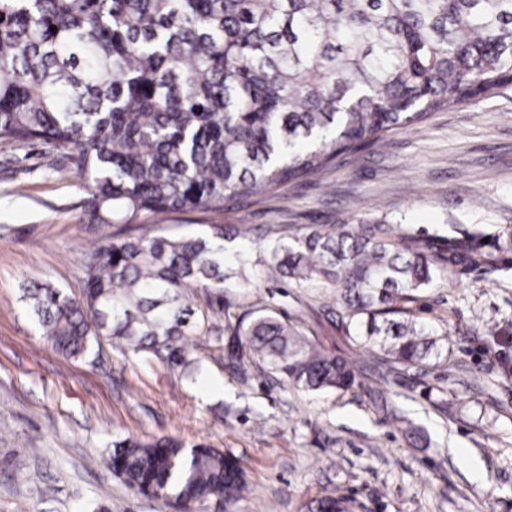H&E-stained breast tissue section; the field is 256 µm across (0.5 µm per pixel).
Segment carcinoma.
Here are the masks:
<instances>
[{"mask_svg":"<svg viewBox=\"0 0 512 512\" xmlns=\"http://www.w3.org/2000/svg\"><path fill=\"white\" fill-rule=\"evenodd\" d=\"M511 84L512 0H0V144L73 160L90 224L220 212ZM484 238L414 247L378 224H338L254 261L219 232L144 234L88 249L81 298L31 281L22 300L67 358L107 338L188 377L202 358L186 339L204 336L243 381L257 365L301 391H346L364 385L357 367L271 312L224 328V282L326 284L346 330L409 368L441 357V339L391 315L445 274L511 267L512 233ZM202 288L205 311L192 302ZM106 455L139 494L186 510L217 492L233 506L248 488L239 461L205 444L125 436ZM305 508L366 512L344 495Z\"/></svg>","mask_w":512,"mask_h":512,"instance_id":"1","label":"carcinoma"}]
</instances>
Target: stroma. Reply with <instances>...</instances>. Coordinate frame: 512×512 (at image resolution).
I'll list each match as a JSON object with an SVG mask.
<instances>
[{
  "instance_id": "obj_1",
  "label": "stroma",
  "mask_w": 512,
  "mask_h": 512,
  "mask_svg": "<svg viewBox=\"0 0 512 512\" xmlns=\"http://www.w3.org/2000/svg\"><path fill=\"white\" fill-rule=\"evenodd\" d=\"M69 161L48 145H0V512H175L104 466L113 436H172L239 459L249 484L233 508L302 512L344 494L370 512H512V269L444 276L407 307L446 360L395 370L354 343L330 288L259 282L224 291V324L267 308L321 348L353 360L366 387L301 392L259 368L241 381L211 343L195 382L144 367L102 340L98 357L51 349L20 300L28 281L82 293L89 244L142 234L246 233L255 256L313 224H383L432 240L449 230L512 229V85L432 113L321 173L221 212L161 214L140 225H88ZM404 414L417 437L391 422Z\"/></svg>"
}]
</instances>
